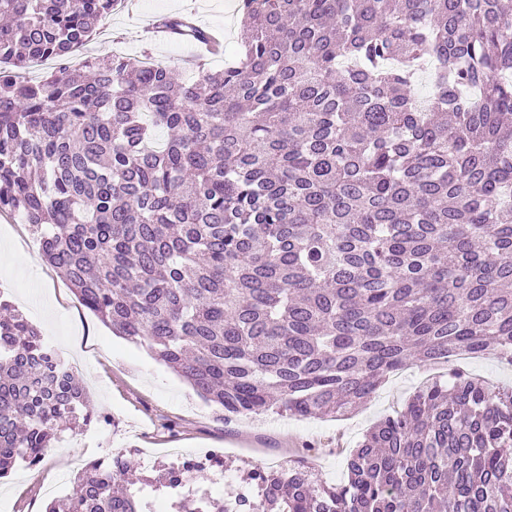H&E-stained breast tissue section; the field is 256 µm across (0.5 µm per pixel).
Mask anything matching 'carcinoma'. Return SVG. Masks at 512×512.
Wrapping results in <instances>:
<instances>
[{
    "label": "carcinoma",
    "mask_w": 512,
    "mask_h": 512,
    "mask_svg": "<svg viewBox=\"0 0 512 512\" xmlns=\"http://www.w3.org/2000/svg\"><path fill=\"white\" fill-rule=\"evenodd\" d=\"M116 2L0 0V213H23L112 333L227 420L341 417L457 353L512 364V0H240L236 60L191 82L148 55L73 64ZM163 26L208 39L189 14ZM101 418L0 302V478ZM130 469L89 464L45 512H149L120 489ZM204 470L174 464L154 488ZM347 470L247 479L262 512H512V391L452 371Z\"/></svg>",
    "instance_id": "obj_1"
}]
</instances>
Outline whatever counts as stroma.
I'll return each mask as SVG.
<instances>
[{
    "label": "stroma",
    "instance_id": "35a3bbf8",
    "mask_svg": "<svg viewBox=\"0 0 512 512\" xmlns=\"http://www.w3.org/2000/svg\"><path fill=\"white\" fill-rule=\"evenodd\" d=\"M233 2L131 0L123 10L112 11L79 54H148L174 66L183 79L196 77L205 67L223 69L226 57L199 64L190 42H157L150 26L160 17L191 8L205 25L233 27ZM0 296L71 360L92 404L105 415L104 420L55 438L37 467L19 465L0 478V512H44L51 499L71 494L78 464L107 462L116 454L128 458L141 473L161 462L198 459L204 448L223 449V467L195 474L185 486L189 492L210 491L215 498H230L253 466L285 469L303 459L321 482L338 485L347 479L348 450L379 419L402 410L418 387L447 375L449 369L476 375L493 388L512 387V367L491 356L454 359L436 367L417 363L391 374L370 402L338 420L298 419L269 411L227 422L218 407L199 397L145 346L113 335L45 262L38 238L15 215L0 216Z\"/></svg>",
    "mask_w": 512,
    "mask_h": 512
}]
</instances>
